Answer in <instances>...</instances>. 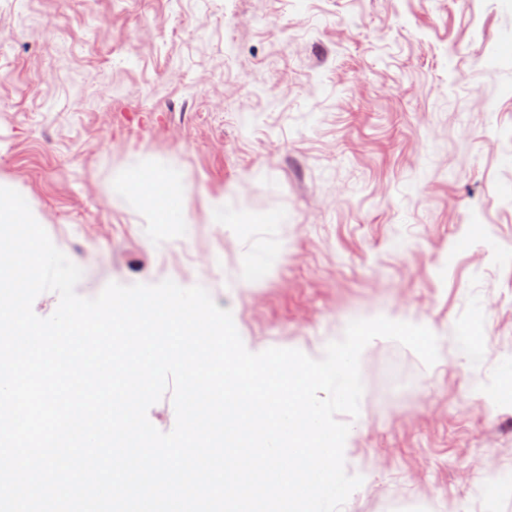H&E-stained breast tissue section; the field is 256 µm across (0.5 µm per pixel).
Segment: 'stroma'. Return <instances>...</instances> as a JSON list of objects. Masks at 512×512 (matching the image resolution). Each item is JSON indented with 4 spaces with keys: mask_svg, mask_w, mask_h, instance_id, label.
Segmentation results:
<instances>
[{
    "mask_svg": "<svg viewBox=\"0 0 512 512\" xmlns=\"http://www.w3.org/2000/svg\"><path fill=\"white\" fill-rule=\"evenodd\" d=\"M0 186L86 298L200 285L253 353L428 327L360 357L342 512H512V0H0ZM156 211L160 222H167L169 218H172L179 224L195 223L191 210L183 204L178 196L171 194L167 187H163L161 195L158 197Z\"/></svg>",
    "mask_w": 512,
    "mask_h": 512,
    "instance_id": "35a3bbf8",
    "label": "stroma"
}]
</instances>
